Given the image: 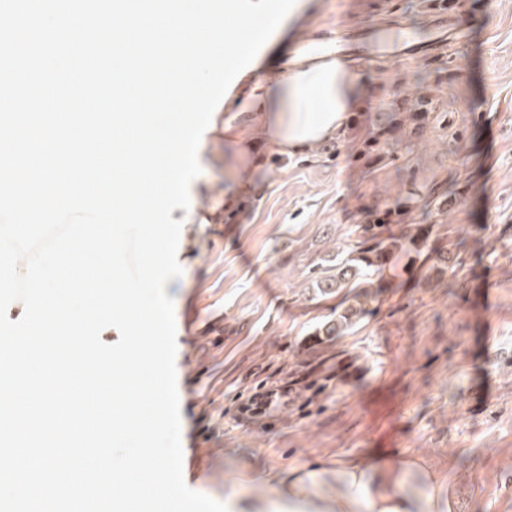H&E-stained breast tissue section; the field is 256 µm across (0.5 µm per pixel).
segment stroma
Returning <instances> with one entry per match:
<instances>
[{"label": "stroma", "instance_id": "stroma-1", "mask_svg": "<svg viewBox=\"0 0 512 512\" xmlns=\"http://www.w3.org/2000/svg\"><path fill=\"white\" fill-rule=\"evenodd\" d=\"M439 0H304L275 31L328 42L340 29L428 34ZM464 41L427 56L376 54L370 91L340 139L295 156L258 148L256 186L224 204V139L201 150L202 234L182 241L174 300L186 485L216 500L228 471L288 470L381 449L425 454L458 512H512V0H448ZM433 99L390 153L366 160L377 115ZM404 207L396 255L342 336L313 332L352 302L317 282L355 257L384 203ZM447 269H439V254Z\"/></svg>", "mask_w": 512, "mask_h": 512}]
</instances>
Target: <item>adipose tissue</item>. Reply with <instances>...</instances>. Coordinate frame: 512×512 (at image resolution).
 <instances>
[{"label":"adipose tissue","instance_id":"adipose-tissue-1","mask_svg":"<svg viewBox=\"0 0 512 512\" xmlns=\"http://www.w3.org/2000/svg\"><path fill=\"white\" fill-rule=\"evenodd\" d=\"M367 92L347 60L319 54L285 70L266 69L257 92L237 109L255 113L244 127L224 121V172L231 192L251 188L249 155L258 142L291 154L342 137ZM236 491L224 512H456L448 479L419 455L373 452L314 467L225 474Z\"/></svg>","mask_w":512,"mask_h":512}]
</instances>
